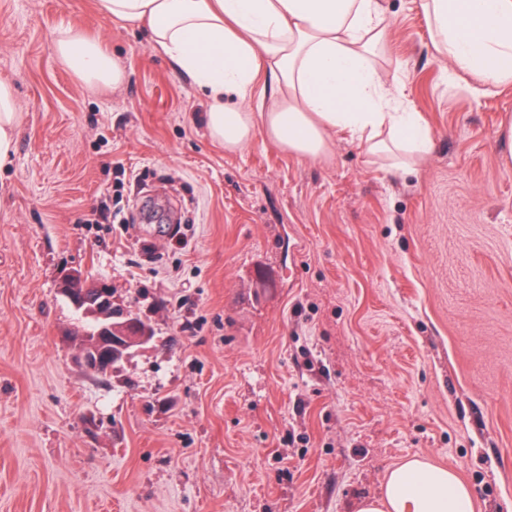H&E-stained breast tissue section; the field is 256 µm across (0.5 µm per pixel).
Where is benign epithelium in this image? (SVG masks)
<instances>
[{
    "mask_svg": "<svg viewBox=\"0 0 512 512\" xmlns=\"http://www.w3.org/2000/svg\"><path fill=\"white\" fill-rule=\"evenodd\" d=\"M75 309L91 314L98 319V329L92 336L86 337V343L79 354L82 366L93 371L112 369V333L120 330L125 336L135 337V341L144 342L143 329L134 320H126L119 325L112 324V286L99 282L91 287L84 284L80 273L67 274L60 285Z\"/></svg>",
    "mask_w": 512,
    "mask_h": 512,
    "instance_id": "obj_1",
    "label": "benign epithelium"
}]
</instances>
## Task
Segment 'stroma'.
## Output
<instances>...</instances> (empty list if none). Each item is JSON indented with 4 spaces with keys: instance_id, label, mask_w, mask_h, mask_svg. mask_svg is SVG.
<instances>
[{
    "instance_id": "stroma-1",
    "label": "stroma",
    "mask_w": 512,
    "mask_h": 512,
    "mask_svg": "<svg viewBox=\"0 0 512 512\" xmlns=\"http://www.w3.org/2000/svg\"><path fill=\"white\" fill-rule=\"evenodd\" d=\"M382 2L374 62L433 139L401 171L341 132L322 161L260 134L225 151L147 28L0 0L23 112L0 170V512H354L413 456L512 512V89L449 81L420 0ZM64 28L125 64L118 88L62 63ZM72 271L153 330L103 374L75 359Z\"/></svg>"
}]
</instances>
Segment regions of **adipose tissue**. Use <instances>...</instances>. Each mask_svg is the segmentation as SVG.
<instances>
[{"mask_svg": "<svg viewBox=\"0 0 512 512\" xmlns=\"http://www.w3.org/2000/svg\"><path fill=\"white\" fill-rule=\"evenodd\" d=\"M112 19L147 26L156 48L211 98L206 130L226 151L262 133L289 156L318 160L332 136L348 132L394 167L422 161L433 142L419 113L395 93L398 71L372 58L392 26L380 0H96ZM449 78L512 86V0H422ZM55 49L91 86L119 85L125 70L97 40L60 30ZM275 92L265 112L247 106L260 74ZM234 105H225V98ZM12 84L0 81V167L11 163L22 123ZM356 512H475L466 481L454 470L414 457L389 471L380 495Z\"/></svg>", "mask_w": 512, "mask_h": 512, "instance_id": "1", "label": "adipose tissue"}]
</instances>
